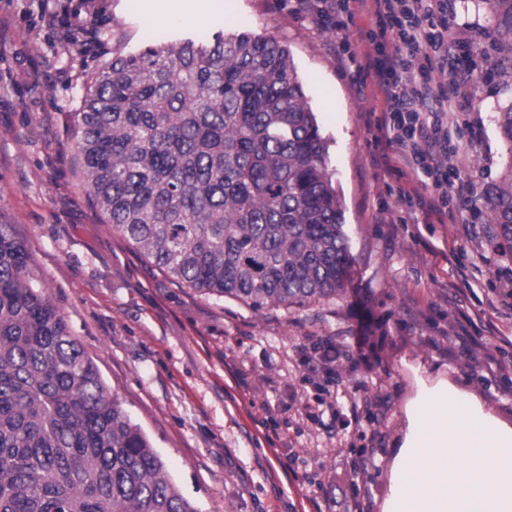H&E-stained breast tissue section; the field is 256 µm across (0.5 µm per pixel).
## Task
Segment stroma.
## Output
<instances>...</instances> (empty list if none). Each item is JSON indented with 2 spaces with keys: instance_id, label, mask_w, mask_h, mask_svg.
<instances>
[{
  "instance_id": "obj_1",
  "label": "stroma",
  "mask_w": 512,
  "mask_h": 512,
  "mask_svg": "<svg viewBox=\"0 0 512 512\" xmlns=\"http://www.w3.org/2000/svg\"><path fill=\"white\" fill-rule=\"evenodd\" d=\"M180 17L150 22L131 0H0V212L27 242L45 292L198 512H344L360 492L384 512L408 429L407 405L447 381L512 422V260L490 228L429 224L399 199L368 123L380 111L357 42L296 0H182ZM473 24L459 57L474 83L450 112L455 178L496 180L512 150L495 117L512 89L492 75L484 0H459ZM97 19L87 52L59 30ZM271 34L290 48L329 142L353 262L344 293L302 307L254 310L179 286L140 256L92 204L71 134L82 87L127 36L207 35L217 25ZM366 338L362 349L352 336ZM344 343L324 361L331 343ZM366 407L352 412L353 398ZM316 408L315 419L303 413Z\"/></svg>"
}]
</instances>
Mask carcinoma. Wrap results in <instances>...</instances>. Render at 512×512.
<instances>
[{
	"label": "carcinoma",
	"instance_id": "cac0c4a2",
	"mask_svg": "<svg viewBox=\"0 0 512 512\" xmlns=\"http://www.w3.org/2000/svg\"><path fill=\"white\" fill-rule=\"evenodd\" d=\"M512 87V0H484ZM512 150V102L496 116ZM105 223L180 286L260 309L344 291L351 267L327 141L288 45L219 29L130 44L74 112ZM512 256V163L477 194ZM0 512H198L112 393L0 219Z\"/></svg>",
	"mask_w": 512,
	"mask_h": 512
}]
</instances>
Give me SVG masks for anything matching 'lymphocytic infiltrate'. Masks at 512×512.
I'll return each mask as SVG.
<instances>
[{"label": "lymphocytic infiltrate", "instance_id": "1", "mask_svg": "<svg viewBox=\"0 0 512 512\" xmlns=\"http://www.w3.org/2000/svg\"><path fill=\"white\" fill-rule=\"evenodd\" d=\"M321 14L337 27L366 15L374 28L362 41L367 74L383 106L374 126L389 151L388 171L406 176L423 174L433 189L424 196L401 188L410 205L425 207L428 223H468L474 194L470 183L448 177L441 162L449 155L448 112L459 107V91L473 79L448 58L449 0H325ZM447 72L448 84L432 82L433 69Z\"/></svg>", "mask_w": 512, "mask_h": 512}]
</instances>
